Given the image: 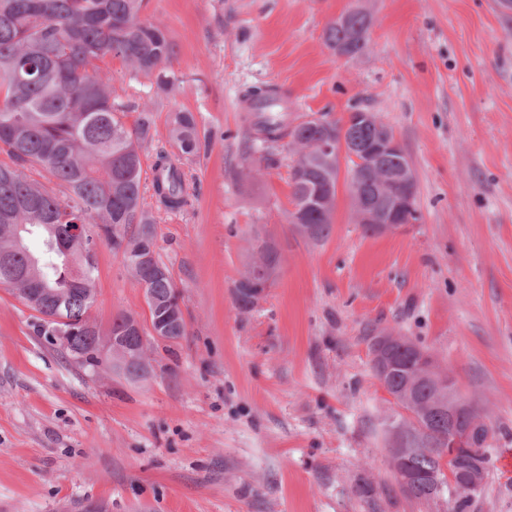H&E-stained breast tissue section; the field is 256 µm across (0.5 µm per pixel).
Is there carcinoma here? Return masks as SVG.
I'll return each mask as SVG.
<instances>
[{
    "label": "carcinoma",
    "mask_w": 512,
    "mask_h": 512,
    "mask_svg": "<svg viewBox=\"0 0 512 512\" xmlns=\"http://www.w3.org/2000/svg\"><path fill=\"white\" fill-rule=\"evenodd\" d=\"M147 0H0V151L46 173V182L0 164V283L11 284L23 304L36 313L38 333L52 336L61 325L72 330V349L85 354L80 365L95 369L96 344L102 336H122L134 349L142 339L130 325L134 316L119 313L107 330L88 329L82 317L94 302L95 254L100 242L112 243L127 271L150 289L146 304L150 317L180 299L167 268L144 252L155 251L154 215L143 208L142 152L152 141V111L144 106L132 126L124 121L128 105L112 91L116 58L132 73L155 77L165 90L178 81L172 69L175 46L162 26L141 17ZM374 17L365 0L327 23L322 38L331 51L348 60L368 55ZM248 121L254 132L249 175L261 178L272 156L291 157L292 203L298 216L288 219L313 229L309 239L328 237L337 204L339 159L336 152L318 151L317 143L338 135L347 148L377 140L375 122L355 121L354 115L336 120L322 113L325 124L288 122V98L276 88H255L244 95ZM169 139L175 157L161 151L154 164L152 188L166 211L187 205L194 185L184 161L201 147L194 115L175 114ZM401 155L380 153L362 168L351 206L363 200L386 208L379 186L400 170ZM65 187L60 196L48 186ZM36 238L33 252L27 240ZM264 246L265 263L278 270L281 252L273 238L255 235ZM262 281H239L235 301L249 309L260 299ZM58 317L70 322L60 324ZM70 349V350H72ZM65 350V353H70ZM395 368L380 379L396 405L408 412L393 415L391 426L416 433L414 447L388 443L389 455L409 461L408 497L429 501L440 492L429 484L448 448V388L417 376L411 349L397 341L388 347ZM455 469L483 482L488 474L484 455L474 448L460 451ZM448 494L451 512H468L474 497L463 491Z\"/></svg>",
    "instance_id": "carcinoma-1"
}]
</instances>
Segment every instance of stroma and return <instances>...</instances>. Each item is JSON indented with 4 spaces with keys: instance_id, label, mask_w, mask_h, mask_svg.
Returning a JSON list of instances; mask_svg holds the SVG:
<instances>
[{
    "instance_id": "obj_1",
    "label": "stroma",
    "mask_w": 512,
    "mask_h": 512,
    "mask_svg": "<svg viewBox=\"0 0 512 512\" xmlns=\"http://www.w3.org/2000/svg\"><path fill=\"white\" fill-rule=\"evenodd\" d=\"M355 0H148L180 83L112 63L131 107L150 102L153 140L192 113L208 146L185 166L197 190L159 210L158 259L180 292L187 334L149 340V372L90 370L38 333L0 286V512H448L402 494L386 458L397 413L367 338L409 337L484 402L493 435L470 512H512V10L498 0H371L372 52L335 57L325 25ZM275 87L288 119L353 109L393 130L416 178L419 220L364 235L339 184L331 235L294 236L289 157L240 172L251 130L243 96ZM282 251L276 284L250 309L234 290L255 231ZM91 320H147L142 288L110 242L96 251ZM368 477L373 500L355 492Z\"/></svg>"
}]
</instances>
